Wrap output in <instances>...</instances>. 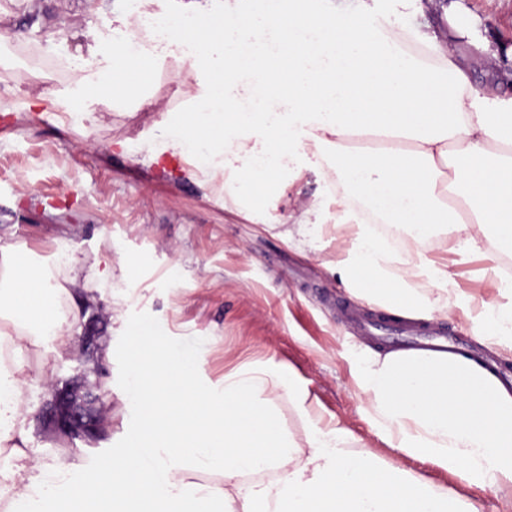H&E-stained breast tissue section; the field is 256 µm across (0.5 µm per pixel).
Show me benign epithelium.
I'll return each mask as SVG.
<instances>
[{
    "label": "benign epithelium",
    "instance_id": "benign-epithelium-1",
    "mask_svg": "<svg viewBox=\"0 0 512 512\" xmlns=\"http://www.w3.org/2000/svg\"><path fill=\"white\" fill-rule=\"evenodd\" d=\"M50 407L43 417L46 428L71 439L95 440L101 432L103 417L96 409L102 395L83 385L53 388Z\"/></svg>",
    "mask_w": 512,
    "mask_h": 512
}]
</instances>
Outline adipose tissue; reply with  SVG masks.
<instances>
[{"mask_svg": "<svg viewBox=\"0 0 512 512\" xmlns=\"http://www.w3.org/2000/svg\"><path fill=\"white\" fill-rule=\"evenodd\" d=\"M139 6L125 11L109 48L113 90L132 89L157 58L136 47ZM169 40L192 38L177 61L188 108L165 113L163 136L144 165L165 153L188 159L201 185H228L239 205L272 203L301 178L306 148L333 155L344 190L336 231L346 258L333 266L355 297L403 315L416 280L430 293L421 318L460 315L484 326L512 353V284L500 301L452 288L447 265L430 258L429 232L456 227L454 252L481 253L499 276L512 254V96L474 86L449 39L428 23L386 27L366 13L344 15L330 0H183L164 15ZM404 229L402 253L369 221ZM64 283L11 246H0V501L6 512H478L447 488L352 445L343 427L323 424L309 390L292 374L258 364L198 383L192 348L129 330L123 344L135 430L120 456L95 475L75 465L36 473L25 444L30 409L23 358L43 330L57 348L72 326L58 298L100 273L72 258ZM359 399L394 448L490 488L512 487V389L460 355L367 351L354 364ZM289 401L307 421L303 440L280 424ZM220 475L217 483L196 480Z\"/></svg>", "mask_w": 512, "mask_h": 512, "instance_id": "obj_1", "label": "adipose tissue"}]
</instances>
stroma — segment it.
I'll return each mask as SVG.
<instances>
[{"mask_svg": "<svg viewBox=\"0 0 512 512\" xmlns=\"http://www.w3.org/2000/svg\"><path fill=\"white\" fill-rule=\"evenodd\" d=\"M462 19L451 49L470 70L474 84L499 85L512 94V0H426L425 19L448 28V4ZM116 14L105 4L89 21L87 0H0V242L22 246L32 259L64 276L56 260L66 245L74 254L111 268V277L92 291L72 290L61 311L84 325L82 311L94 300L99 315V347L117 339L119 325L147 328L197 352V373L219 385L225 373L251 363L274 362L292 371L308 388L317 413L348 429L355 447H369L385 461L448 488L479 512H506L512 490L492 492L428 462L400 454L381 439L354 393L351 365L370 342L358 336L345 316L357 303L328 272L340 255L333 223L315 237L287 238L280 219L289 208L324 192L326 166L313 160L288 205L265 221L225 204L224 185L200 188L171 156L146 167L142 155L158 141L160 112L185 111L176 80H164L175 57L192 54L193 43L157 44L158 65L149 90L157 110L138 107L134 98L113 103L94 96L90 113L69 111L79 89L72 73L95 75L111 69L104 45L112 41ZM497 55L488 68L483 48ZM38 103L22 108L14 89ZM138 262L135 278L123 276L122 260ZM32 369L47 367L52 386L29 382L31 408L27 451L41 469L63 463L93 473L99 461L120 455L133 430L134 406L125 394L126 361L115 352L110 363L56 353L51 342L24 355ZM102 375H95V367ZM102 379L108 426L93 441L49 434L42 422L52 389Z\"/></svg>", "mask_w": 512, "mask_h": 512, "instance_id": "1", "label": "stroma"}]
</instances>
